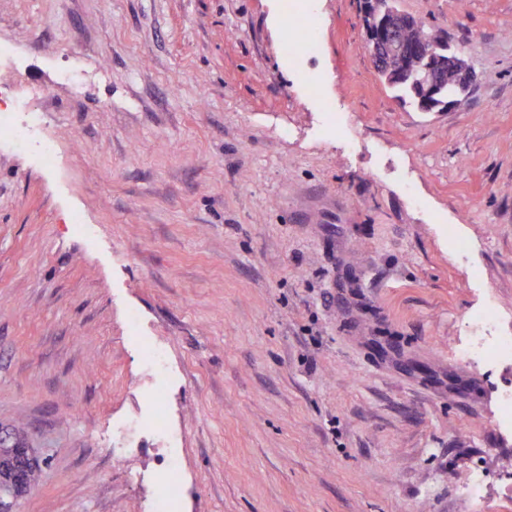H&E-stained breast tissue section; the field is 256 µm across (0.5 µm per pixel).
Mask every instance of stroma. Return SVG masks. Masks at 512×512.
<instances>
[{
    "label": "stroma",
    "instance_id": "obj_1",
    "mask_svg": "<svg viewBox=\"0 0 512 512\" xmlns=\"http://www.w3.org/2000/svg\"><path fill=\"white\" fill-rule=\"evenodd\" d=\"M300 2L309 54L285 0H0L55 148L0 140L19 512H152L165 470L175 512H512V361L461 356L486 306L512 336V0H399L478 75L442 112L381 82L360 0ZM13 436L18 446H23L27 441V432L23 423H17L11 427ZM16 444L10 432V426H0V452H13L19 455L24 464H35L36 457L34 449L30 448L29 443L24 448H16Z\"/></svg>",
    "mask_w": 512,
    "mask_h": 512
}]
</instances>
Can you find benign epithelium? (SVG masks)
<instances>
[{
  "mask_svg": "<svg viewBox=\"0 0 512 512\" xmlns=\"http://www.w3.org/2000/svg\"><path fill=\"white\" fill-rule=\"evenodd\" d=\"M398 0H363L362 24L366 48L377 74L389 88L406 85L410 88L417 108L422 112H438L457 105L476 85L477 75L463 52L448 46L433 34L408 43L401 38L412 22V16L397 7ZM414 54L420 68L411 71L401 67L398 60ZM455 77L454 87L446 88L448 73ZM19 455L24 464L36 463L30 445L16 447L10 427L0 426V452ZM20 479L11 486L0 485V512H18Z\"/></svg>",
  "mask_w": 512,
  "mask_h": 512,
  "instance_id": "obj_1",
  "label": "benign epithelium"
}]
</instances>
